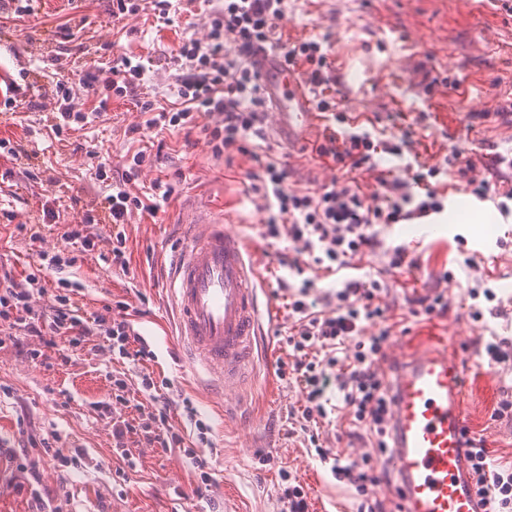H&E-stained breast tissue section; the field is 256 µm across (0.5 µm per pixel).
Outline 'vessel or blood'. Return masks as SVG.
Masks as SVG:
<instances>
[{
    "label": "vessel or blood",
    "instance_id": "vessel-or-blood-1",
    "mask_svg": "<svg viewBox=\"0 0 512 512\" xmlns=\"http://www.w3.org/2000/svg\"><path fill=\"white\" fill-rule=\"evenodd\" d=\"M283 144H298L313 119L300 79L273 52L256 63ZM261 276L226 214L193 219L171 256L169 291L177 336L195 371L242 394L255 378L263 328ZM466 376L459 358L435 348L411 358L393 385L387 466L402 512H483L469 470Z\"/></svg>",
    "mask_w": 512,
    "mask_h": 512
}]
</instances>
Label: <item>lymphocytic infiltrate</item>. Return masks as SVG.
<instances>
[{
    "label": "lymphocytic infiltrate",
    "instance_id": "1",
    "mask_svg": "<svg viewBox=\"0 0 512 512\" xmlns=\"http://www.w3.org/2000/svg\"><path fill=\"white\" fill-rule=\"evenodd\" d=\"M287 0H224V5L208 21L205 38L182 40L171 60L179 68L177 98L170 107L156 106L154 101L141 102L144 124L149 128L176 131L192 136L201 113L222 115L223 123L207 131L205 138L214 153L247 152L254 141L264 140L266 101L261 92V78L251 58L264 51H275L289 68L298 71L313 94L317 112L332 113L336 124L344 122L338 113L336 99L327 91L334 70L328 47L317 40L284 42L277 35ZM55 82L54 122L50 137L60 140L72 124L87 125L107 112L109 102L126 97L140 84L145 66L139 56L121 55L113 62H102L92 68L77 60L63 61L52 55ZM82 85L96 106L82 110L73 88ZM312 154L336 169L329 184L318 188H292L288 185V169L273 158L260 160L259 169L251 176V189L261 197L268 211L264 235L292 242L296 259L288 268L302 273L300 257H308L317 269L329 274L347 268L353 259L378 251L385 252L393 269L411 267L405 247H385L374 229L400 224L440 213L444 196L434 177L444 171H457L467 177L473 162H460L458 152H451L442 165L422 170L406 163L404 179L377 177V190L365 195L359 184L362 173L376 169L375 157L386 153L402 157L401 144L388 139H373L368 131L324 134L313 143ZM146 161L144 151L134 152L126 162L122 181L113 185L105 198L102 213L86 214L82 223L67 227L60 239L67 248L82 252L94 245L85 234L88 224L112 225V263L126 268L125 237L121 231L131 214L144 211L157 215L171 188L155 182L150 195L131 194L128 183L136 180ZM312 281H303L288 295V314L293 320L287 338L288 373L305 392L301 411L304 422L319 425L328 417L322 402L323 388L335 381L343 394V410L350 420L365 428L374 453H386L389 443V420L392 393L381 370L385 358L384 345L392 327L391 309L383 301L388 284L381 279L365 281L347 279L336 289L326 308H319L311 297ZM52 317L44 324L35 323L32 294L25 288H9L0 295V319L17 329L44 338L91 336L100 327L101 318L80 315L72 297L53 295ZM468 458L476 494L484 512H512V468L493 465L482 439L469 438ZM374 453H365L333 463L332 474L355 486L362 498V512H387L375 489L386 479L384 471L373 462Z\"/></svg>",
    "mask_w": 512,
    "mask_h": 512
}]
</instances>
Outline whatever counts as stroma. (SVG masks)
<instances>
[{
    "mask_svg": "<svg viewBox=\"0 0 512 512\" xmlns=\"http://www.w3.org/2000/svg\"><path fill=\"white\" fill-rule=\"evenodd\" d=\"M110 0H36L34 16L6 19L0 38V89L13 82L36 83L32 102H19L13 119L0 122V139L38 152L36 178L20 161L0 151V293L8 286L31 287L32 304L48 318L49 294L68 278L82 315L125 306L134 328L154 337L149 359L132 364L112 352L105 334L77 342L62 337L48 345L0 321V512H286L280 474L297 475L309 512H358L353 485L335 479L300 428L305 393L294 379L279 376L288 358L292 320L280 279L300 286L315 279L326 298L338 279L304 266L290 275L281 258L294 257L287 239L264 236L265 202L250 190L258 169L248 153L215 154L203 137L143 127L138 101L174 100L177 72L168 59L182 39L207 33L198 0H172L178 24L165 27L151 11L120 23L109 15ZM85 23L81 37L57 46L49 35L65 23ZM279 28L294 42L316 39L335 60L332 90L351 126L394 138H408L407 157L425 166L441 165L450 151L476 163L475 179L488 177L496 160L512 157V0H288ZM92 64L96 56L122 54L146 61L141 85L124 99L111 100L104 121L69 130L61 145H48L54 82L34 69L56 48ZM459 89H451V82ZM138 134H130L131 126ZM325 118L314 117L302 144L285 146L267 136L264 151L288 166L290 187L331 182L333 166L312 157ZM148 148L151 158L133 192L161 179L172 194L157 216L134 212L123 227L127 269L112 265V227L94 224V250L80 253L58 275L37 272L39 252L56 253L59 234L30 241L27 223L48 196L74 198L59 225L77 224L86 211L99 210L108 189L95 178L106 161L111 178L123 171L127 155ZM224 209L231 229L245 240L266 281L264 296L274 308L272 324L256 344L259 376L244 398L212 394L183 364L166 301L168 260L178 243L181 221L210 207ZM388 245L405 246L417 265L391 270L382 254L353 259L347 278L381 276L386 302L401 323L391 336L385 364L396 378L406 360L427 347L447 346L465 363L466 406L474 436L484 440L494 465H512V418L498 419L500 400L512 396V367L488 366L479 355L497 336L512 342V223L448 224L438 217L394 224L380 231ZM454 278L446 282L444 271ZM36 280H29V273ZM493 289L498 315L473 321L474 286ZM443 294L448 309L429 320L411 316L425 297ZM153 380L156 397L143 393ZM124 402H117L116 393ZM166 404L167 420L154 415ZM132 426L122 442L112 436V420ZM173 428L179 448L148 443L147 432ZM348 420L338 417L318 431L330 454L355 457L365 451ZM205 451L211 480L202 483L187 449Z\"/></svg>",
    "mask_w": 512,
    "mask_h": 512,
    "instance_id": "35a3bbf8",
    "label": "stroma"
}]
</instances>
